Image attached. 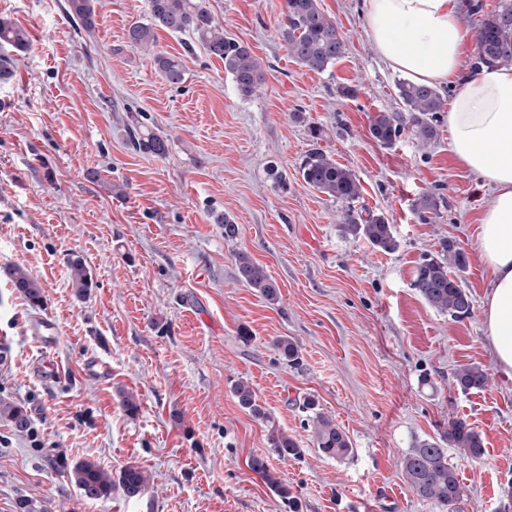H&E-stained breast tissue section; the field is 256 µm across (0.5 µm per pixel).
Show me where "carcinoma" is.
<instances>
[{"instance_id":"obj_1","label":"carcinoma","mask_w":512,"mask_h":512,"mask_svg":"<svg viewBox=\"0 0 512 512\" xmlns=\"http://www.w3.org/2000/svg\"><path fill=\"white\" fill-rule=\"evenodd\" d=\"M69 13L76 25L90 31L96 26L93 0H68ZM189 31L207 55L224 63V71L231 76L238 92L248 97L264 83L265 68L250 48L224 33L204 6L203 0H149L147 22H135L127 30V43L134 49L151 50L156 46L157 31ZM280 38L288 56L299 66L323 72L344 54V43L336 28L320 9L318 0H285V19L280 28ZM28 41L27 32L5 20L0 21V47L23 49ZM154 64L171 85L182 83L184 65L181 57L155 52ZM512 67V0H503L499 8L482 16L476 31V57L473 70ZM398 96L405 111L409 112L411 133L422 143H429L437 135L434 118L444 111L447 101L436 88L412 81L397 84ZM402 124L390 112L376 113L370 123V134L379 143L392 146L401 135ZM128 143L134 151L163 157L168 153V140L157 135L143 124H135L128 131ZM300 174L313 189L343 205L338 213L339 228L343 236L362 238L374 248L393 252L398 242L391 224L382 214L356 208L362 187L355 172L336 163L320 149H311L305 155ZM237 281L254 289L267 303L275 305L280 300V289L262 265L246 251L235 257ZM467 267L465 252L453 240L445 239L435 256L425 257L414 270L413 287L437 312L454 320L468 317L473 303L465 290L460 273ZM70 279L81 297L93 288L92 274L79 257L69 262ZM5 276L31 306H39L43 296L39 286L20 265L4 269ZM272 347L277 355L290 365L301 361V349L288 337L276 338ZM452 382L463 393L481 391L488 386L489 374L482 367L470 364L457 367ZM231 391L238 405L253 417L269 426L268 443L272 453L280 458H296L302 454L295 437L280 430L271 415L256 400V395L244 380L235 382ZM303 408L312 412L311 433L315 447L325 456L344 459L353 453V445L334 419L317 410L315 400H307ZM0 421L17 431L28 428L27 410L20 404L0 401ZM455 448L466 459L477 462L484 454V441L470 423L462 418L448 421V430L440 439L419 440L400 461L405 482L418 497L435 502L445 512H456L463 496L456 469L448 463L447 448ZM248 467L257 473L267 487L285 502L294 503L286 485L268 466L267 458L253 456ZM69 476L83 498L98 500L112 494L119 487L123 495L137 498L149 487L148 471L129 463L112 477V472L97 463L82 460L74 463Z\"/></svg>"}]
</instances>
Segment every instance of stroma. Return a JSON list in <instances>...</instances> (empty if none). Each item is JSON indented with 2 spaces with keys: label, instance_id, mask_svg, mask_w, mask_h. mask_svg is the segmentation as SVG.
<instances>
[{
  "label": "stroma",
  "instance_id": "obj_1",
  "mask_svg": "<svg viewBox=\"0 0 512 512\" xmlns=\"http://www.w3.org/2000/svg\"><path fill=\"white\" fill-rule=\"evenodd\" d=\"M204 5L264 64L251 96L187 32L158 34V50L185 64L184 82L169 85L151 53L126 43L148 0H94L89 33L71 22L67 0H0V20L29 36L0 79V270L24 267L44 300L32 308L0 273V337L11 342L0 400L23 403L31 425L0 423V512H19L23 498L44 512H441L409 489L397 462L454 416L485 446L477 462L448 451L464 490L457 512H500L512 498V374L482 319L487 273L475 238L486 191L452 154L445 115L425 146L407 130L392 146L371 137L375 113L405 110L364 0H319L346 45L321 73L288 57L284 0ZM344 86L355 95L342 96ZM136 120L167 139L165 157L128 148ZM316 147L356 172L361 205L387 218L396 251L341 235L338 203L299 173ZM426 195L438 206L425 222ZM224 215L239 225L236 239L225 240ZM444 239L468 259L473 311L463 320L413 286L416 265ZM240 251L278 283L277 305L237 282ZM75 256L94 280L84 299L71 286ZM38 315L61 330L51 384L33 374L40 349L26 327ZM244 329L250 341H240ZM281 336L299 344V365L273 350ZM91 358L109 365L108 379L85 372ZM471 363L491 380L464 393L451 373ZM240 379L299 441V458L270 454L267 425L230 391ZM123 390L137 396L136 415L121 407ZM308 397L347 432L352 457L315 448ZM254 455L267 456L293 505L249 469ZM79 460L115 473L138 463L149 488L135 500L118 488L84 499L67 470Z\"/></svg>",
  "mask_w": 512,
  "mask_h": 512
}]
</instances>
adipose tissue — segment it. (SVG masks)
Returning <instances> with one entry per match:
<instances>
[{
	"label": "adipose tissue",
	"instance_id": "obj_1",
	"mask_svg": "<svg viewBox=\"0 0 512 512\" xmlns=\"http://www.w3.org/2000/svg\"><path fill=\"white\" fill-rule=\"evenodd\" d=\"M378 55L413 81L448 85L450 147L490 199L476 248L486 268L484 322L498 365L512 371V67L461 74L466 33L458 0H365Z\"/></svg>",
	"mask_w": 512,
	"mask_h": 512
}]
</instances>
